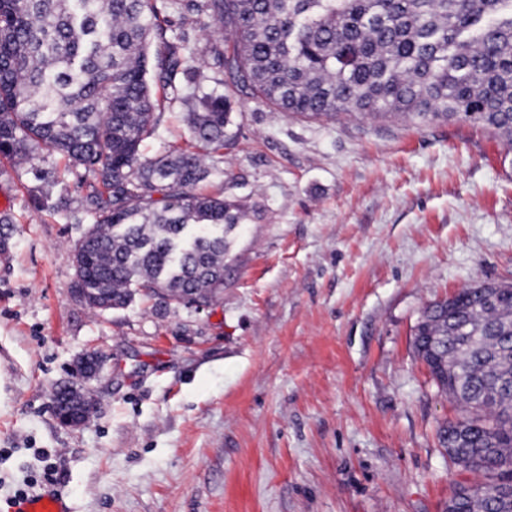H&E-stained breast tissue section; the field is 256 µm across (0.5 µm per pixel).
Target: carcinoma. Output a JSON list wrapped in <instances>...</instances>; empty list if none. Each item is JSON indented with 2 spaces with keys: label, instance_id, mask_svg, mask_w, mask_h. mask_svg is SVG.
I'll use <instances>...</instances> for the list:
<instances>
[{
  "label": "carcinoma",
  "instance_id": "1",
  "mask_svg": "<svg viewBox=\"0 0 512 512\" xmlns=\"http://www.w3.org/2000/svg\"><path fill=\"white\" fill-rule=\"evenodd\" d=\"M227 40L201 51L157 0H0V156L47 152L84 170L95 222L74 248L92 309L137 292L211 304L224 291L227 236L243 207L196 192L205 151L224 147L234 87L279 112L427 123L469 120L512 150V0H162ZM207 58V75L190 67ZM189 103L188 148L141 158L157 125L152 82ZM38 209L65 198L37 189ZM414 348L462 416L440 431L476 480L445 512H512V285L460 289L424 309Z\"/></svg>",
  "mask_w": 512,
  "mask_h": 512
}]
</instances>
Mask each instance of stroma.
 Listing matches in <instances>:
<instances>
[{
  "mask_svg": "<svg viewBox=\"0 0 512 512\" xmlns=\"http://www.w3.org/2000/svg\"><path fill=\"white\" fill-rule=\"evenodd\" d=\"M223 90L202 189L250 217L202 310L83 305L78 174L0 158V512L49 464L73 512H443L472 481L439 443L460 410L412 341L427 305L512 283V154L469 121L309 120ZM156 97L146 158L189 143L186 105ZM37 169L67 210L35 209ZM91 353L96 413L63 426L53 389Z\"/></svg>",
  "mask_w": 512,
  "mask_h": 512,
  "instance_id": "35a3bbf8",
  "label": "stroma"
}]
</instances>
